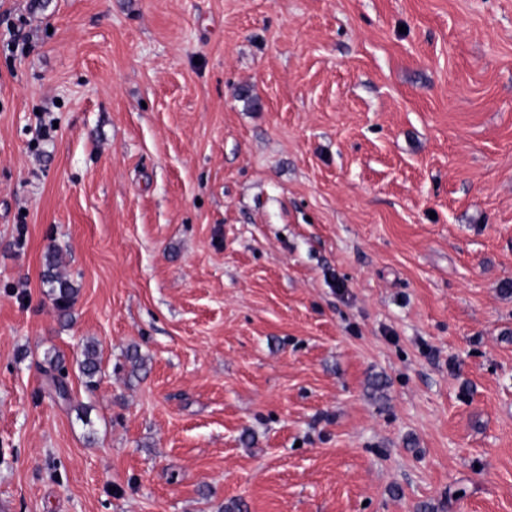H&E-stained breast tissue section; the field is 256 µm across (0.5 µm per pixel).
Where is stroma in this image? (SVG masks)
Wrapping results in <instances>:
<instances>
[{"mask_svg": "<svg viewBox=\"0 0 512 512\" xmlns=\"http://www.w3.org/2000/svg\"><path fill=\"white\" fill-rule=\"evenodd\" d=\"M0 512H512V0H0ZM55 251L47 253V261L43 271V280L49 286L56 309L61 317L69 315L78 294L73 282L66 276L55 271Z\"/></svg>", "mask_w": 512, "mask_h": 512, "instance_id": "1", "label": "stroma"}]
</instances>
